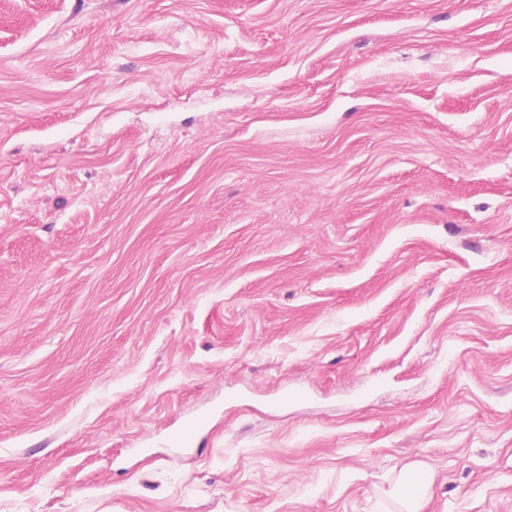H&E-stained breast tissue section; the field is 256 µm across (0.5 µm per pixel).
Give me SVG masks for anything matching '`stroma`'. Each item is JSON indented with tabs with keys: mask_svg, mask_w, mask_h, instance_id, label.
<instances>
[{
	"mask_svg": "<svg viewBox=\"0 0 512 512\" xmlns=\"http://www.w3.org/2000/svg\"><path fill=\"white\" fill-rule=\"evenodd\" d=\"M512 512V0H0V512ZM415 473L422 474L424 481L413 496L407 500H402V509L405 512H421L432 491L433 478L427 469L418 463L405 465L397 476V484H400L406 475Z\"/></svg>",
	"mask_w": 512,
	"mask_h": 512,
	"instance_id": "obj_1",
	"label": "stroma"
}]
</instances>
